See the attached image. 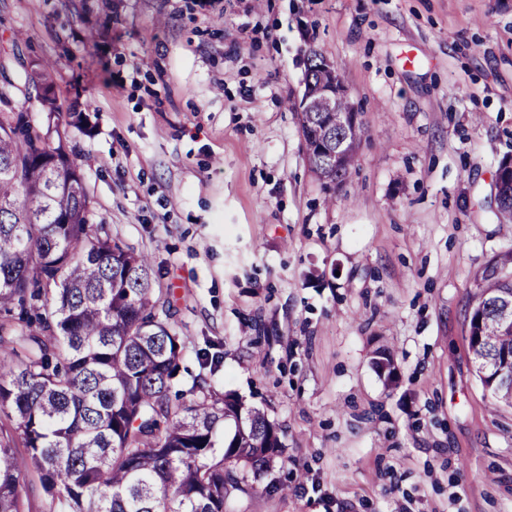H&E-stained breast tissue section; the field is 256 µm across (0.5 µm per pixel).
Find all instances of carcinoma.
Returning a JSON list of instances; mask_svg holds the SVG:
<instances>
[{
	"instance_id": "cac0c4a2",
	"label": "carcinoma",
	"mask_w": 512,
	"mask_h": 512,
	"mask_svg": "<svg viewBox=\"0 0 512 512\" xmlns=\"http://www.w3.org/2000/svg\"><path fill=\"white\" fill-rule=\"evenodd\" d=\"M0 56V512H25L36 473L58 512H224L282 459L284 432L265 410L193 379L190 399L171 398L184 344L155 294L147 256L93 221L72 135L82 112H60L54 66L34 63L19 83ZM331 78L311 48L298 112L313 173L334 190L354 167L363 123L341 132L315 90ZM35 101L45 119L33 120ZM498 214L512 221V178H502ZM470 296L469 347L477 367L509 368L512 250L494 256ZM12 344L23 345L15 361ZM21 440L26 456L14 448ZM223 448L217 453V448Z\"/></svg>"
}]
</instances>
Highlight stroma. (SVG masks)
I'll return each instance as SVG.
<instances>
[{
    "mask_svg": "<svg viewBox=\"0 0 512 512\" xmlns=\"http://www.w3.org/2000/svg\"><path fill=\"white\" fill-rule=\"evenodd\" d=\"M311 47L364 124L331 204L297 118ZM0 53L54 62L88 115L94 221L158 273L176 391L284 431L227 512H512V406L467 343L512 248V0H0Z\"/></svg>",
    "mask_w": 512,
    "mask_h": 512,
    "instance_id": "obj_1",
    "label": "stroma"
}]
</instances>
